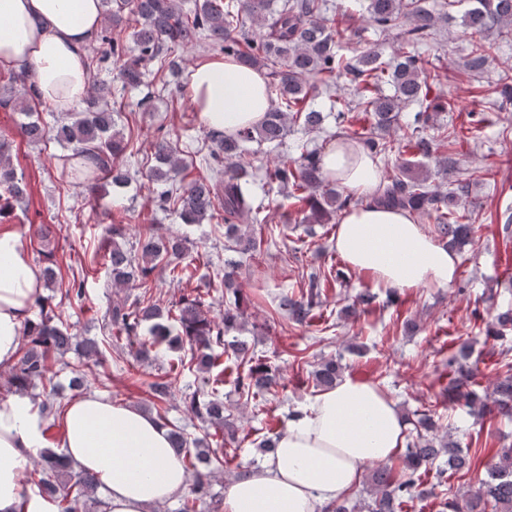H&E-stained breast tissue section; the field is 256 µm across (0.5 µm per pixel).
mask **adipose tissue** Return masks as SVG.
<instances>
[{
  "label": "adipose tissue",
  "instance_id": "ef3b65f1",
  "mask_svg": "<svg viewBox=\"0 0 512 512\" xmlns=\"http://www.w3.org/2000/svg\"><path fill=\"white\" fill-rule=\"evenodd\" d=\"M102 22L101 0H0V66L29 69L38 98L70 111L89 91L84 48ZM190 78L194 110L207 129L234 133L260 123L271 107L264 76L233 58L198 61ZM321 160L329 179L365 200L381 183V165L364 153L352 156L343 141L330 144ZM332 240L347 266L377 289L445 287L456 276L457 255L404 211L364 202L344 212ZM43 294L19 236L0 231L1 367L16 362L23 326ZM289 413L274 450L226 489L224 512H322L359 483L367 466L397 459L407 443L397 400L380 384L348 375ZM47 426L29 396L0 400V512H55L52 500L24 483L32 459L52 445L95 475L105 512H154L189 485L167 427L108 395L73 398L56 443H49Z\"/></svg>",
  "mask_w": 512,
  "mask_h": 512
}]
</instances>
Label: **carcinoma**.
Segmentation results:
<instances>
[{"instance_id": "carcinoma-1", "label": "carcinoma", "mask_w": 512, "mask_h": 512, "mask_svg": "<svg viewBox=\"0 0 512 512\" xmlns=\"http://www.w3.org/2000/svg\"><path fill=\"white\" fill-rule=\"evenodd\" d=\"M459 0H440L439 12L430 8V0H363L362 7L374 32L392 34L402 46L393 62H384L370 47H360L351 55L342 53L343 33L334 20L327 17L326 0H193V7L183 8L182 0H102L103 13L110 28L101 34L108 52L99 61L109 59L120 64L122 85L147 92L138 101L142 107L152 101L157 90L154 81H162L165 68L181 71L172 53L183 48L198 47L234 58L244 67L264 70L276 100L264 121L242 128L231 135L211 130V145L203 158L207 174L190 180L181 177L184 171L169 139V133L158 129L154 142L155 164L147 178L151 183H165L169 188L150 191L154 207L177 214L186 225L200 224L215 214H222L224 239L229 247L254 260L262 255L264 238L246 230L245 220L259 213L262 205L248 191L253 170L240 162L246 146L279 147L283 145L289 124L307 130L322 127L323 112L313 108L311 100L322 86L332 98L331 115L338 136L352 146H361L372 159H385L398 153L393 173L380 183L373 205L386 209L408 211L434 220L435 229L447 246L465 244L472 232L471 216L460 211L458 192L461 182L448 191L429 183L431 175L420 170L416 158L436 159L446 172L455 167L447 157L437 158L438 150L448 146V131L434 124V115L453 108V103L434 91L441 81L440 70L426 68L418 48L436 40L437 21L453 19L450 15ZM461 25L472 41L473 57L466 67L471 73L481 70L485 60L495 53V44L488 41L494 29L499 34L512 33V0H475L473 7L461 15ZM349 74L355 83L351 93L336 88V78ZM111 90L104 84L92 87L83 112L65 113L50 130L34 118L38 98L26 83L24 74H12L0 87V107H13L22 112V134L31 142L51 137L73 146L79 163L70 170L75 180L89 182L109 178L116 188L130 178L118 163L130 143L117 118L121 112L111 105ZM488 107L480 123H493L492 114L506 103H512V74L502 73L494 87L487 90ZM413 105L417 111L413 121L406 123L404 145L386 140L383 134L398 123L402 109ZM353 112H364L369 126L351 129ZM411 158H405V155ZM265 184L269 187L289 186L293 212L304 215L309 223L306 233L313 234L310 223L328 222L337 213L357 206L361 200L330 180L319 164L316 151L300 147L299 156L291 161H273L266 165ZM26 194L23 177L10 163L0 161V217L13 203ZM112 247L107 253V273L112 285L134 287L140 293L109 307L102 318V328L109 338L126 339L135 364L150 359L153 349L166 345L180 353L169 363V370L147 382L149 402L155 418L169 428L170 444L193 479L189 493L181 499L178 512H223L224 495L213 490L217 472L224 468V449L238 444L237 429L230 417L224 416V400L219 398V385L224 376H233L234 391L248 400L277 394L279 373L264 359L248 355L247 343L228 340L233 331L245 326L242 304L224 309L216 317L205 308L199 289L184 292L175 306L162 311L154 303L151 284L155 271H168L171 282L188 284L194 278L192 263L182 262L188 251L187 240L166 236L154 227L141 234L131 247L120 241L126 238V225L108 228ZM45 287L58 288L60 302L82 306L86 299V276L72 273L67 279L53 268V261L43 270ZM332 275L310 274L308 287L298 294H283L280 308L288 320L307 325L315 318L314 310L324 289L333 286ZM38 320L25 326L20 356L11 367L3 385L7 393H29L49 379L50 363L69 351L84 359L102 362L103 352L97 340L68 333L55 322L50 298L37 300ZM512 330V309L495 315L487 328V336L502 339ZM470 351L462 343L448 359L443 375V394L448 400L468 408L471 415L482 418L496 413L512 417V373L499 378L493 397H482L471 390L476 384L477 366L468 363ZM345 366L341 358L322 360L312 372L315 387L329 389L342 377ZM209 374L212 381L182 392L184 411L197 419L202 434L193 436L173 425L168 419L169 401L173 396L172 375L184 372ZM41 412L53 421L62 419L66 405L55 388L35 395ZM412 425L399 467L382 464L366 478L367 497L343 499L328 507V512H397L404 499L435 495L445 483L442 469L433 470L438 458L448 456V471L468 473L473 461L449 435L438 434L433 416L426 412L405 414ZM33 484L56 504L57 512H89L88 505L98 508L102 501L96 495L93 474L74 470L61 454L48 450L33 461L25 473ZM441 512H512V444L496 451L494 461L486 466L478 491L459 502L446 499Z\"/></svg>"}]
</instances>
